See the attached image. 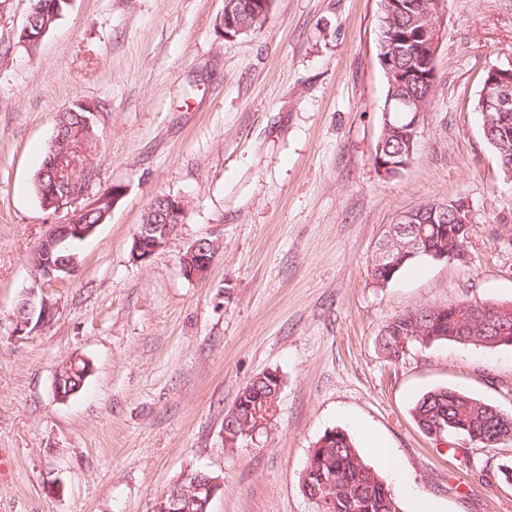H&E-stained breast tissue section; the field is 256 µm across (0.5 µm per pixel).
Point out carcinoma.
Listing matches in <instances>:
<instances>
[{"instance_id": "1", "label": "carcinoma", "mask_w": 512, "mask_h": 512, "mask_svg": "<svg viewBox=\"0 0 512 512\" xmlns=\"http://www.w3.org/2000/svg\"><path fill=\"white\" fill-rule=\"evenodd\" d=\"M381 25L403 34L413 18L422 17L429 8V0H379ZM68 6L67 0H32L27 15L30 31L19 30L17 43L27 49L36 48L30 35L46 34L60 19ZM436 80L414 75L409 77L397 92L427 100ZM490 122L483 123V135L494 148L501 170L512 178V112L488 111ZM92 110L78 104L60 113L55 133L56 139L68 141L73 130L90 118ZM395 129L384 141L382 155L395 156L405 149V135L399 132L404 126L402 114H396ZM462 226L446 221L426 225L428 247L431 253L463 252L467 237ZM395 256L393 270L371 265L372 283L394 279L415 262L429 258L391 244ZM473 302L462 300L435 309H409L393 316L377 336L378 346L384 357L393 362L398 359V345L406 339L408 345L426 347L437 342H454L466 346L493 348L512 345V302H488L498 321L507 329L493 331L481 317L473 314ZM279 387V378L260 374L240 392L237 402L239 417L235 432L229 433L224 446L238 447L246 438L252 409L263 405L261 399L272 395ZM412 414L420 430L431 432L444 428V436H458L464 440H477L486 447H495L512 440V416L503 414L494 406L464 392L448 387L437 388L419 397ZM302 490L309 498L319 497L317 512H401L396 490L364 461L351 437L340 429L325 432L315 444L302 472Z\"/></svg>"}]
</instances>
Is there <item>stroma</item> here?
I'll use <instances>...</instances> for the list:
<instances>
[{
  "label": "stroma",
  "mask_w": 512,
  "mask_h": 512,
  "mask_svg": "<svg viewBox=\"0 0 512 512\" xmlns=\"http://www.w3.org/2000/svg\"><path fill=\"white\" fill-rule=\"evenodd\" d=\"M29 9L0 8V512H152L193 468L222 483L210 512H315L300 476L334 428L401 491L402 512H512V482L495 476L512 443L462 454L411 414L448 387L512 415V347L414 346L391 363L376 342L408 309L512 301V178L476 109L487 71L512 61V0H447L418 150L393 178L373 163L379 0H274L261 31L234 39L216 26L224 0H71L31 51L17 43ZM77 104L95 110V190L124 193L52 288L53 321L18 336L31 254L66 219L40 207L33 173ZM161 193L185 218L133 262ZM458 197L466 258L423 259L376 287L386 225ZM202 237L221 251L191 280L180 258ZM73 357L92 371L61 402L55 375ZM268 370L282 379L271 421L225 450V413Z\"/></svg>",
  "instance_id": "obj_1"
}]
</instances>
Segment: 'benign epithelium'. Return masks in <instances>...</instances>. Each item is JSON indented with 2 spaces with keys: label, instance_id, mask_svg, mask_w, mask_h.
<instances>
[{
  "label": "benign epithelium",
  "instance_id": "1",
  "mask_svg": "<svg viewBox=\"0 0 512 512\" xmlns=\"http://www.w3.org/2000/svg\"><path fill=\"white\" fill-rule=\"evenodd\" d=\"M238 0H224V11L219 16L226 29L236 31V35L248 34L246 26L237 24L233 18L234 3ZM445 15V0H430L429 9L425 18L418 19L414 26L419 39L422 41L421 57L417 64L423 65L435 61L443 38V18ZM391 33L383 30L381 42L390 45L391 52L383 57L384 73L390 84H395L394 78L401 77L397 69L398 51L396 43L390 40ZM485 102L498 112H506L512 105V61L506 66H494L489 70V79L486 84ZM404 113L406 131L410 134L409 150H414L418 143L420 130L426 121L428 102L412 96L389 95L385 102L383 112V127L385 132L393 128V114ZM94 174L84 171L77 186L65 182L55 175L41 186V196L49 205L58 206V211H70L67 221L53 224L40 240L31 256V264L35 271L34 284L24 291L19 307L18 320L15 333L18 336L26 333L27 329L44 327L54 318L57 306L49 295L52 287L64 282L78 267V256L71 251V245L92 236L98 225L86 224L82 217L100 205L109 202L116 204L123 194V188L114 185L106 191L92 192ZM153 209L157 211V223L142 225L132 236L130 256L133 262L138 263L149 259L156 251L164 247L172 234L182 223L185 213L184 201L172 195H157L152 201ZM452 209L455 223L471 228V210L467 200L458 198L448 203L440 202L434 210L442 211ZM415 210L400 213L391 233L407 238L404 246L413 254L428 250L424 227L415 225ZM216 259L211 242L207 238L196 240L181 259V271L191 280L203 279L211 270ZM186 477L182 476L170 485L174 494L167 500L159 499L153 512H187L182 507V498L177 493ZM222 484L218 478L204 473L194 483V492L199 494L196 498L200 505L198 512H207L210 502L221 489Z\"/></svg>",
  "mask_w": 512,
  "mask_h": 512
}]
</instances>
